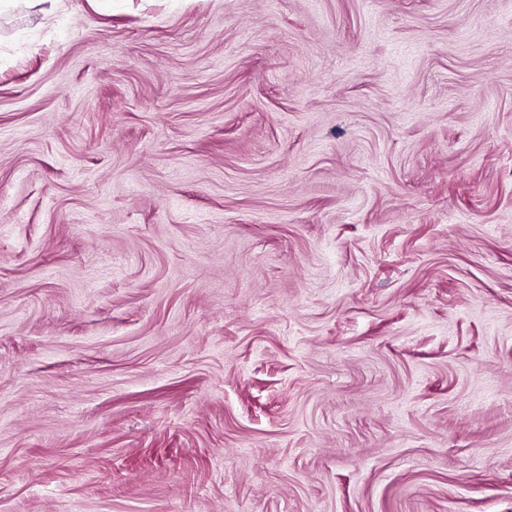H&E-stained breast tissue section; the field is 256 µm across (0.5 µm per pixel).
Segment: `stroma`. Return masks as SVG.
<instances>
[{"label":"stroma","mask_w":512,"mask_h":512,"mask_svg":"<svg viewBox=\"0 0 512 512\" xmlns=\"http://www.w3.org/2000/svg\"><path fill=\"white\" fill-rule=\"evenodd\" d=\"M0 512H512V0L0 10Z\"/></svg>","instance_id":"35a3bbf8"}]
</instances>
